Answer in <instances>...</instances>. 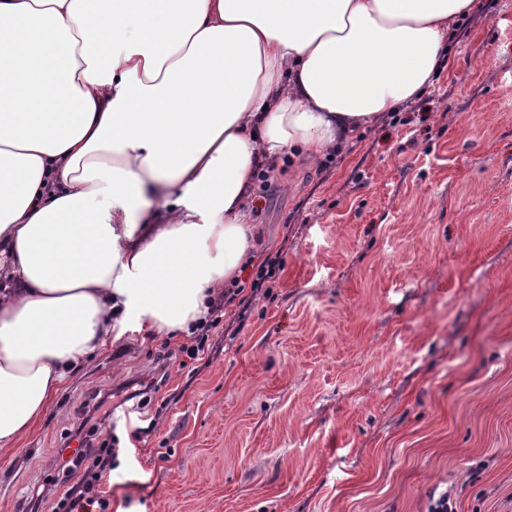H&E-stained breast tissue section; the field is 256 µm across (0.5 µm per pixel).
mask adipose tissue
<instances>
[{
	"mask_svg": "<svg viewBox=\"0 0 512 512\" xmlns=\"http://www.w3.org/2000/svg\"><path fill=\"white\" fill-rule=\"evenodd\" d=\"M476 0H0L35 72L0 118V454L116 324L186 330L255 260L260 164L416 98ZM112 23L99 45L92 15ZM202 99L184 111L183 94ZM178 221L152 224L151 195Z\"/></svg>",
	"mask_w": 512,
	"mask_h": 512,
	"instance_id": "ef3b65f1",
	"label": "adipose tissue"
}]
</instances>
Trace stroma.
<instances>
[{
	"label": "stroma",
	"instance_id": "35a3bbf8",
	"mask_svg": "<svg viewBox=\"0 0 512 512\" xmlns=\"http://www.w3.org/2000/svg\"><path fill=\"white\" fill-rule=\"evenodd\" d=\"M420 97L310 162L258 170L249 221L282 267L216 288L222 322L126 326L0 461V512L95 478L123 512H512V0H478ZM113 392L112 464L65 446Z\"/></svg>",
	"mask_w": 512,
	"mask_h": 512
}]
</instances>
